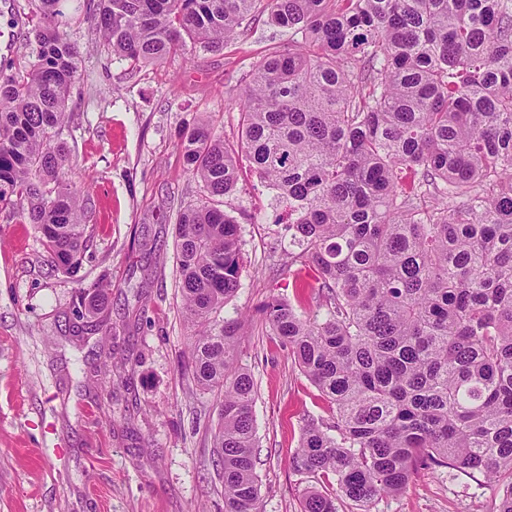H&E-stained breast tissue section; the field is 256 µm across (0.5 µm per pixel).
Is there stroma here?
I'll list each match as a JSON object with an SVG mask.
<instances>
[{
    "label": "stroma",
    "mask_w": 512,
    "mask_h": 512,
    "mask_svg": "<svg viewBox=\"0 0 512 512\" xmlns=\"http://www.w3.org/2000/svg\"><path fill=\"white\" fill-rule=\"evenodd\" d=\"M95 0H72L66 29L78 69L63 143L87 194L91 240L77 276L54 272L38 233L0 209V512H224L213 435L215 393L189 378L193 327L176 286L175 224L203 192L186 171L180 138L210 120L235 143L244 77L287 30L265 17L221 52L187 48L133 66L99 44ZM37 0H0V70L30 52ZM275 193L244 173L220 207L240 226L241 286L223 317L245 316L240 362L257 387L256 473L264 512H300L307 487L291 459L329 403L266 327L273 295L315 306L288 285V238ZM103 283L106 300L77 317L79 291ZM481 474L423 470L371 512H494Z\"/></svg>",
    "instance_id": "obj_1"
}]
</instances>
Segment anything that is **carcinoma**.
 I'll return each mask as SVG.
<instances>
[{"instance_id":"1","label":"carcinoma","mask_w":512,"mask_h":512,"mask_svg":"<svg viewBox=\"0 0 512 512\" xmlns=\"http://www.w3.org/2000/svg\"><path fill=\"white\" fill-rule=\"evenodd\" d=\"M31 60L0 72V205L80 268L91 234L83 187L56 137L77 63L69 0H38ZM291 35L249 72L237 148L201 124L182 136L208 195L235 190L239 154L288 204V264L315 273L317 309L280 297L273 335L332 408L293 456L367 507L421 469L480 473L512 512V0H97L104 47L134 65L187 46L222 51L257 8ZM176 268L196 386L221 395L224 512H263L255 387L237 319L239 225L181 211ZM301 512H336L316 487Z\"/></svg>"}]
</instances>
